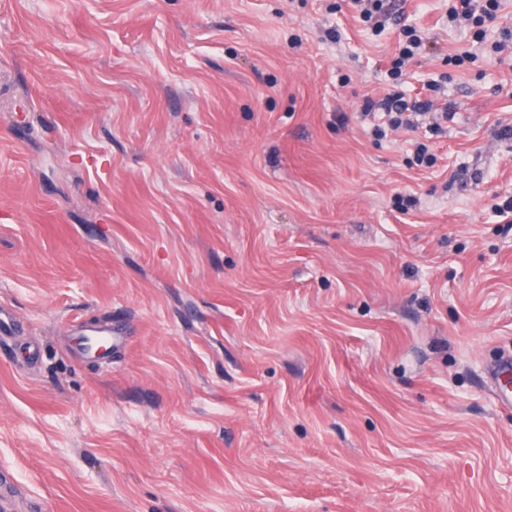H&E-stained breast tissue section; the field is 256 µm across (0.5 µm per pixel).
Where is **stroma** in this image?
Listing matches in <instances>:
<instances>
[{
	"label": "stroma",
	"mask_w": 512,
	"mask_h": 512,
	"mask_svg": "<svg viewBox=\"0 0 512 512\" xmlns=\"http://www.w3.org/2000/svg\"><path fill=\"white\" fill-rule=\"evenodd\" d=\"M447 7L426 169L348 0H0V512H512V39ZM429 103L425 100H411L403 91L393 90L381 100L367 97L363 102V116H369L376 110H381L385 115L384 126L375 125L372 129L373 136L380 140L391 132L400 129H409L415 126L417 117L421 112L426 111Z\"/></svg>",
	"instance_id": "35a3bbf8"
}]
</instances>
